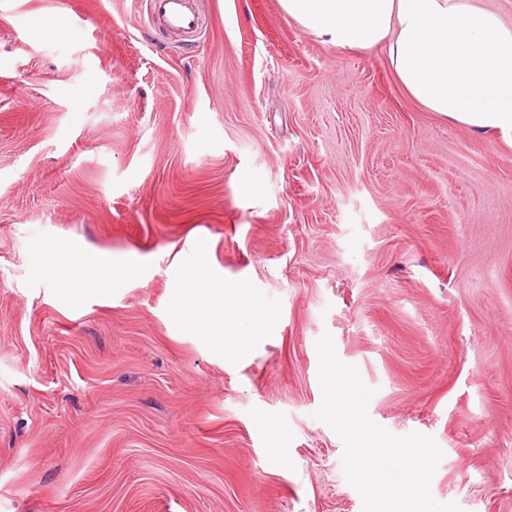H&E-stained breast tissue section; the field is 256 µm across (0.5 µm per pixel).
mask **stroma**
I'll return each instance as SVG.
<instances>
[{"instance_id":"1","label":"stroma","mask_w":512,"mask_h":512,"mask_svg":"<svg viewBox=\"0 0 512 512\" xmlns=\"http://www.w3.org/2000/svg\"><path fill=\"white\" fill-rule=\"evenodd\" d=\"M0 0V512H362L314 413L333 338L430 489L512 512V134L476 133L279 0ZM63 18L65 32L42 23ZM136 262L111 287L60 250ZM256 301L228 355L179 287ZM149 25L160 34L174 33L192 42L202 29L196 0H147Z\"/></svg>"}]
</instances>
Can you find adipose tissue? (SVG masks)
<instances>
[{"label":"adipose tissue","mask_w":512,"mask_h":512,"mask_svg":"<svg viewBox=\"0 0 512 512\" xmlns=\"http://www.w3.org/2000/svg\"><path fill=\"white\" fill-rule=\"evenodd\" d=\"M302 29L342 50L386 46L397 80L432 111L478 133H512V29L471 0H280ZM100 287L128 273L101 254L53 258L50 274L71 290L80 267Z\"/></svg>","instance_id":"adipose-tissue-1"}]
</instances>
